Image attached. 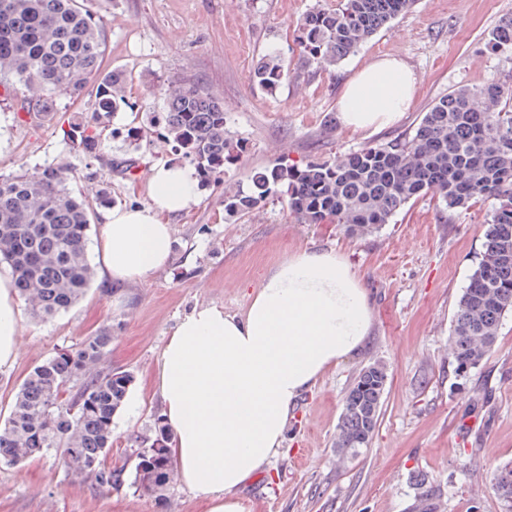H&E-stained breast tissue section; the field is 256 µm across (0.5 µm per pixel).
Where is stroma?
Instances as JSON below:
<instances>
[{
	"label": "stroma",
	"mask_w": 512,
	"mask_h": 512,
	"mask_svg": "<svg viewBox=\"0 0 512 512\" xmlns=\"http://www.w3.org/2000/svg\"><path fill=\"white\" fill-rule=\"evenodd\" d=\"M336 0H87L104 39L102 67L125 78L128 110L106 122L105 155L135 163L128 177L89 158L65 136L74 116L90 118L88 98L64 99L52 120L19 121L0 96V175L66 163L70 186L89 212L96 247L108 206L148 203L144 173L177 156L151 125L164 108L168 83L198 85L224 102L225 126L240 143L223 186H202L197 202L173 217L171 263L137 283L96 275L86 295L50 321L21 309L19 350L0 367V422L27 373L58 349L103 325L112 327L104 368L133 371L129 406L113 419L110 459L126 457L162 401L154 380L162 348L181 317L211 303L242 314L262 276L306 250H333L362 282L371 316L363 350L327 370L290 412L277 455L236 495L248 512H413L425 479L440 512H502L492 479L512 462V313L492 351L466 377L456 375L449 334L457 301L483 251L492 204L447 210L427 195L411 201L378 232L353 237L339 224H302L283 192L257 210L224 211V189L247 187L250 175L279 159L331 161L364 146L413 133L440 97L457 87L512 79V60L485 52L483 37L512 0H415L336 67L300 64V22L314 2ZM288 74L264 89L252 74L269 49ZM384 57L402 60L414 76L410 108L392 126L346 130L339 101L347 80ZM381 361L389 379L368 448L340 458L336 428L354 377ZM180 478L163 502L133 489L102 491L76 481L56 454L0 466V512H203Z\"/></svg>",
	"instance_id": "35a3bbf8"
}]
</instances>
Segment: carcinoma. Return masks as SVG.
Returning <instances> with one entry per match:
<instances>
[{
	"mask_svg": "<svg viewBox=\"0 0 512 512\" xmlns=\"http://www.w3.org/2000/svg\"><path fill=\"white\" fill-rule=\"evenodd\" d=\"M414 0H339L333 9L315 3L299 27L301 63L330 69L406 12ZM98 21L79 0H0V83L20 84V107L51 118L61 98L94 90L93 123H73L67 137L97 158L103 119L126 105L125 84L101 71ZM485 50L512 58V17L484 35ZM286 76L281 53L261 58L253 72L273 89ZM158 137L194 165L204 185L224 183V167L238 159V144L224 124V103L201 86L164 90ZM67 167L0 175V264L33 317L49 321L78 302L95 271L87 255L88 212L69 191ZM285 190L288 209L303 224L331 221L351 236L391 223L410 201L432 194L448 210L479 198L493 201L483 254L457 303L449 342L455 371L465 375L484 360L499 326L512 312V87L498 82L457 88L424 113L414 134L328 161L282 159L255 173L247 189L224 188V211L245 214L273 189ZM112 342L104 325L74 347H64L23 380L0 425V464L17 466L57 448L69 453L68 470L99 490L128 486L164 499L174 471L164 418L137 436L139 447L120 464L100 467L112 447L113 418L135 382L125 369L100 365ZM388 374L382 363L360 370L343 403L336 432L339 455L370 445ZM493 489L512 512V464L501 467Z\"/></svg>",
	"mask_w": 512,
	"mask_h": 512,
	"instance_id": "1",
	"label": "carcinoma"
}]
</instances>
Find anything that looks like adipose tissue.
Masks as SVG:
<instances>
[{
    "mask_svg": "<svg viewBox=\"0 0 512 512\" xmlns=\"http://www.w3.org/2000/svg\"><path fill=\"white\" fill-rule=\"evenodd\" d=\"M413 87L403 61H376L349 81L340 121L354 131L383 129L409 108ZM146 184L148 205L104 215L99 261L119 283L169 265L170 220L200 192L184 165L153 166ZM369 330L366 290L331 250H305L278 264L241 315L202 304L180 319L161 353L157 390L178 476L206 512H246L234 492L281 448L295 399L357 354ZM19 331L14 281L0 270V366L14 362Z\"/></svg>",
    "mask_w": 512,
    "mask_h": 512,
    "instance_id": "obj_1",
    "label": "adipose tissue"
}]
</instances>
